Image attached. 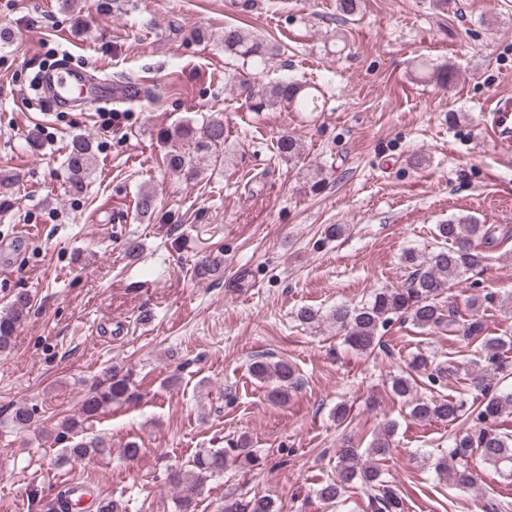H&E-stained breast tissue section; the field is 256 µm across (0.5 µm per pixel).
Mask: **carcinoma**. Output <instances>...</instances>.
<instances>
[{
    "instance_id": "carcinoma-1",
    "label": "carcinoma",
    "mask_w": 512,
    "mask_h": 512,
    "mask_svg": "<svg viewBox=\"0 0 512 512\" xmlns=\"http://www.w3.org/2000/svg\"><path fill=\"white\" fill-rule=\"evenodd\" d=\"M224 53L241 62L240 69L228 77L230 83L244 97L251 112H263L275 105L291 107L298 112H315L318 109L316 87L290 76H280L262 81L261 75L271 70L274 60L281 54L280 43L261 38L235 24L224 25ZM428 77L446 87L455 81L451 67L434 68ZM175 139L187 145V149H171L166 153L170 170L192 181L201 174V164L228 165L230 155L223 151L224 119L213 116L202 123L188 120L175 127L174 132L164 133L163 140ZM276 152L283 160L291 161L300 155V146L291 134H283L276 140ZM68 171L69 192L75 196L86 190V179L91 174L92 145L82 136L73 139L65 156ZM156 206L154 191L143 189L135 200V211L145 217L153 214ZM440 244L429 253L408 249L403 262L411 269L409 279L400 288H379L367 302L360 305L339 303L327 314L310 307L297 311L299 322L308 325L327 320L346 331V341L355 350L371 353L382 346L383 331L396 319L404 318L422 330H448L454 340L480 349V374L471 378V388L477 391H459L442 399H419L411 407L410 414L416 419H437L455 428L448 436V459L437 464L439 474L448 484L461 488L473 486L475 478L466 457L478 455L481 460L501 473L512 477V435L497 428V420L512 413V389L491 387L487 378L506 368L500 351L505 343L500 336L485 334L484 323L479 316L480 306L493 303L497 297L491 293L474 295L470 300V318L459 320L456 311L446 310L439 304V296L452 285L461 281L469 272L482 270L489 259L486 249L495 242V230L483 224L473 215H459L439 224L435 231ZM224 271V255L218 254L205 260L197 268L198 276H215ZM31 308L30 296L19 293L8 309L0 312V351L10 348L17 329ZM427 371L430 385L453 375L458 368L451 363L433 366L427 352H418L408 363V370ZM248 372L256 381L268 388L273 402H282L297 383L294 367L285 360L272 362L265 355L252 358ZM415 391L412 376L398 375L392 379L391 392L400 399ZM137 381L133 370L113 364L107 368L105 379L91 386L84 395L77 414L63 419L58 436L67 441L66 459L83 460L112 454V445L102 436L92 432V426L112 405L136 397ZM34 409L17 406L11 415V423L18 430L32 425ZM395 425L386 424L380 436L374 438L368 448L360 450L350 445L339 450L336 477L321 483L316 496L325 502L340 499L354 483H360L375 491L369 505L371 512H404L402 497L394 489L382 484L378 461L389 452L390 437ZM240 460L253 462L256 456L242 439L226 450H200L187 462L194 479L186 483L176 498L177 512H195L196 501L206 482L224 474V469ZM224 512H280L273 501L265 497L224 500Z\"/></svg>"
}]
</instances>
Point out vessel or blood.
<instances>
[{"mask_svg": "<svg viewBox=\"0 0 512 512\" xmlns=\"http://www.w3.org/2000/svg\"><path fill=\"white\" fill-rule=\"evenodd\" d=\"M41 83L47 90V101L55 109H81L89 100L97 103L111 102L113 96H127L133 93V85L113 86L105 79L97 85H90L84 70L68 65L44 71ZM492 121L485 133L488 139L497 142L501 148L512 146V96H502L489 104Z\"/></svg>", "mask_w": 512, "mask_h": 512, "instance_id": "obj_1", "label": "vessel or blood"}]
</instances>
